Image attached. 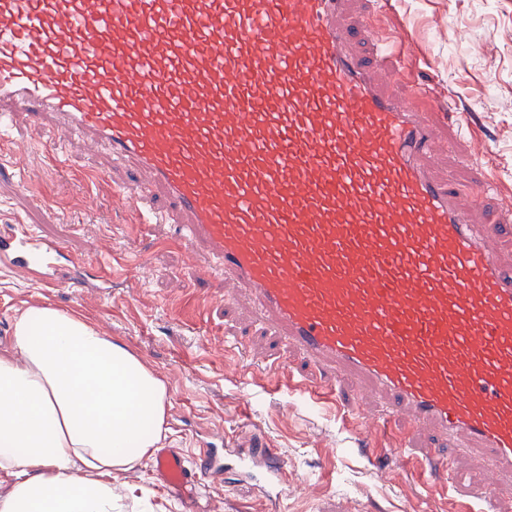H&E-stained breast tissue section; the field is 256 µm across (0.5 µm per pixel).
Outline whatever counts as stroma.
<instances>
[{"instance_id": "35a3bbf8", "label": "stroma", "mask_w": 512, "mask_h": 512, "mask_svg": "<svg viewBox=\"0 0 512 512\" xmlns=\"http://www.w3.org/2000/svg\"><path fill=\"white\" fill-rule=\"evenodd\" d=\"M353 18L404 46L405 59L388 85L411 95L444 127L437 172L461 183L462 205L485 207L471 171L459 162L470 153L479 154L497 201H512V0H359ZM451 99L475 113L458 137L451 117L441 113ZM16 135L38 143L15 165L41 203L31 205L16 181L1 175L0 233L19 217L64 242L61 276L69 277L72 262L83 260L89 285L49 287L37 276L16 275L0 255V342L10 335L15 315L36 302L107 325L113 340L155 368L168 386L167 447L190 458L208 450L221 467L202 480L196 512H413L397 481L378 476L374 455L382 435H369L366 446H358L329 410L269 390L272 374L287 373L289 354L244 305L213 304L210 288L179 277L184 250L170 241L168 225L137 224L115 204L111 180L97 172L107 163L101 152L75 144L61 165L44 147L50 133L20 124ZM95 246L112 256L111 287L94 285L98 269L88 258ZM229 335L241 338L251 357L228 352ZM256 357L274 364L275 373L254 367ZM245 430L288 462L277 502L262 494L260 474L241 470L235 448ZM119 481L144 487L155 512H181L179 501L161 487L152 459Z\"/></svg>"}]
</instances>
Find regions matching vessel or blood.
Here are the masks:
<instances>
[{
	"label": "vessel or blood",
	"instance_id": "1",
	"mask_svg": "<svg viewBox=\"0 0 512 512\" xmlns=\"http://www.w3.org/2000/svg\"><path fill=\"white\" fill-rule=\"evenodd\" d=\"M349 0H0V150L16 116L103 149L116 203L169 224L190 278L251 304L300 361L285 381L371 432H393L401 494L497 512L512 491V207L481 219L433 172L438 126L361 55ZM15 273L57 285L64 247L19 224ZM487 463L454 472L448 452ZM275 479L273 448L243 467ZM190 508L212 457L156 456Z\"/></svg>",
	"mask_w": 512,
	"mask_h": 512
}]
</instances>
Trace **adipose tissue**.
Returning a JSON list of instances; mask_svg holds the SVG:
<instances>
[{"label": "adipose tissue", "instance_id": "ef3b65f1", "mask_svg": "<svg viewBox=\"0 0 512 512\" xmlns=\"http://www.w3.org/2000/svg\"><path fill=\"white\" fill-rule=\"evenodd\" d=\"M165 382L84 317L48 304L0 346V512H122L113 478L163 447Z\"/></svg>", "mask_w": 512, "mask_h": 512}]
</instances>
